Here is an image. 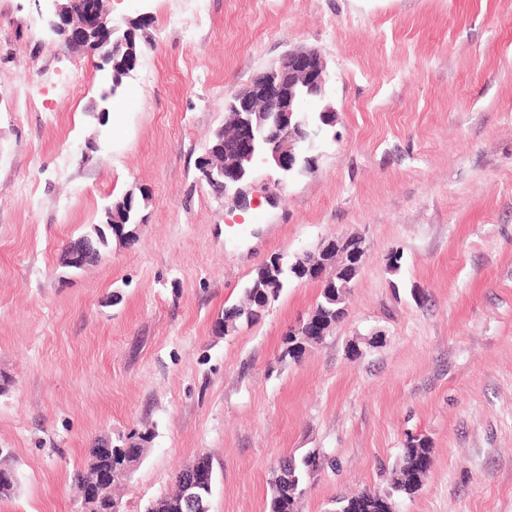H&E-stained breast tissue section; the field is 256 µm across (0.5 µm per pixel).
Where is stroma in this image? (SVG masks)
I'll list each match as a JSON object with an SVG mask.
<instances>
[{
  "instance_id": "35a3bbf8",
  "label": "stroma",
  "mask_w": 512,
  "mask_h": 512,
  "mask_svg": "<svg viewBox=\"0 0 512 512\" xmlns=\"http://www.w3.org/2000/svg\"><path fill=\"white\" fill-rule=\"evenodd\" d=\"M106 5L149 21L103 115L99 57L63 45L50 0H0V448L20 481L0 512H78L95 439L134 431L153 439L125 512L201 453L211 512H265L271 469L312 448L301 512H327L385 488L412 437L433 463L394 512H512V0ZM297 47L321 53L336 122L314 171L257 164L244 211L197 161L225 97ZM129 191L136 242L64 273L63 245ZM344 235L366 245L349 313L300 361L281 340L318 282L216 332L271 256Z\"/></svg>"
}]
</instances>
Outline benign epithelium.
I'll use <instances>...</instances> for the list:
<instances>
[{
  "label": "benign epithelium",
  "mask_w": 512,
  "mask_h": 512,
  "mask_svg": "<svg viewBox=\"0 0 512 512\" xmlns=\"http://www.w3.org/2000/svg\"><path fill=\"white\" fill-rule=\"evenodd\" d=\"M54 2L53 31L71 49L88 46L95 37L99 56L110 62L107 45L116 48L127 42L129 31L116 40L118 25L108 19L105 0H82L81 8L73 0ZM328 94L326 65L322 55L311 49H290L280 63L264 70L244 88L224 101V124L233 128V138L227 149L232 159L224 166L212 163L214 146H208L198 165L200 180L206 184L221 182L224 193L234 192L238 207L248 208L252 201L241 194V185L249 178L256 160L263 159L276 169L288 173L299 161L309 162L306 153L312 151L331 124L332 110L321 105ZM66 266L82 270L92 261L86 245L70 241L62 249ZM212 470L208 455L202 453L185 467L182 480L183 500L189 512H205L203 502L211 490L198 482L200 464Z\"/></svg>",
  "instance_id": "1"
}]
</instances>
